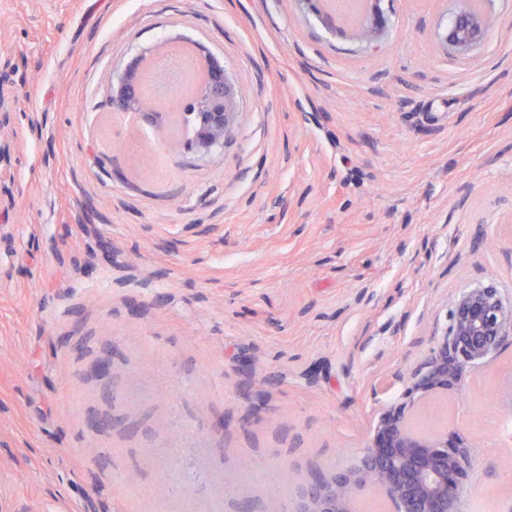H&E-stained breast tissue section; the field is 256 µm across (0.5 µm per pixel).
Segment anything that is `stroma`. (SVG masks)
<instances>
[{"mask_svg":"<svg viewBox=\"0 0 512 512\" xmlns=\"http://www.w3.org/2000/svg\"><path fill=\"white\" fill-rule=\"evenodd\" d=\"M463 7L0 0V512H300L465 291L512 304V0L458 49ZM177 42L237 90L207 152L112 109L116 70ZM511 390L512 337L448 408L455 512H512ZM16 100L12 93V86L1 80L0 73V160L1 155L10 149L11 114L14 111Z\"/></svg>","mask_w":512,"mask_h":512,"instance_id":"35a3bbf8","label":"stroma"}]
</instances>
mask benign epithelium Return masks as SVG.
I'll list each match as a JSON object with an SVG mask.
<instances>
[{
    "label": "benign epithelium",
    "mask_w": 512,
    "mask_h": 512,
    "mask_svg": "<svg viewBox=\"0 0 512 512\" xmlns=\"http://www.w3.org/2000/svg\"><path fill=\"white\" fill-rule=\"evenodd\" d=\"M484 26L483 14L470 0L457 15L449 42L471 46L480 41ZM152 65L141 58L117 71L113 111L135 112L153 123L162 116L140 90L141 76ZM236 96L224 69L204 67L189 100L197 109L193 135L167 142V149L209 150L224 144L238 125ZM15 104L12 86L0 79V155L10 149ZM511 335L512 305L503 302L497 289L483 286L463 293L430 354L410 372L400 401L379 416L361 466L330 478L312 476L303 512H356V496L367 487L383 489L399 512H455L472 469L463 437L455 429L420 433L410 418L429 397L462 392L469 371L496 354Z\"/></svg>",
    "instance_id": "1"
}]
</instances>
